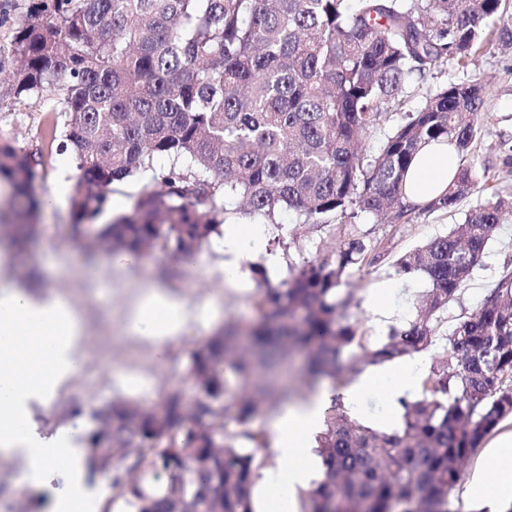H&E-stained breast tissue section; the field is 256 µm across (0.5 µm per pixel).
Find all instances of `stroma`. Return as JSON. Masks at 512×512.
I'll use <instances>...</instances> for the list:
<instances>
[{
  "instance_id": "35a3bbf8",
  "label": "stroma",
  "mask_w": 512,
  "mask_h": 512,
  "mask_svg": "<svg viewBox=\"0 0 512 512\" xmlns=\"http://www.w3.org/2000/svg\"><path fill=\"white\" fill-rule=\"evenodd\" d=\"M32 2L0 0V139L27 152L40 151L45 102L37 97H14L7 89L9 75L18 66L9 51L10 42ZM476 79L487 85L480 131L470 154L478 169V185L455 208L420 212L397 222L361 212L321 228L297 223L294 213L285 212L269 227V252L289 254V262L325 256L352 235L380 252L375 263L350 269L340 286L341 291L353 294L350 317L359 320L371 336H378L379 331L366 312V296L378 282L391 281L397 289L390 323L400 328L412 319L415 299L427 286L420 276L397 271L394 261L399 253L464 223L471 210L491 197H512V47L501 42L487 47L473 66L447 58L410 86L403 112L390 114L381 126L363 136L366 153H377L386 134L401 122L404 111L416 110L427 95L441 87ZM41 153L38 185L44 204L38 214L37 235L26 247L11 252L9 264L0 266V281L35 296L61 294L84 319L80 372L63 388L54 406L33 411L40 428L51 431L70 425L71 405H78L88 420L103 403L146 405L158 401L171 388L188 385L190 354L201 342L219 332L227 320L255 321L257 280L252 266L265 268L270 283L277 285L287 279L289 262L270 268L260 255L252 266L243 267L237 280L225 281L224 237L216 234L187 264L155 251L136 264L115 265L111 252L96 244L93 230L74 231L68 200L51 198L57 180L76 179L71 153L56 149ZM508 269L512 270V216L499 224L483 265L474 270L459 299L449 305V316L475 309ZM151 285L182 298L192 313H212L207 321L193 322L189 334L169 341L161 360L156 358L152 342L125 330L134 304ZM0 512H43L23 486L20 465L14 460L0 459Z\"/></svg>"
}]
</instances>
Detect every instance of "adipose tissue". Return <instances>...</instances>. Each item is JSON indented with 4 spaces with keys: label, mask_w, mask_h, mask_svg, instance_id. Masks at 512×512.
I'll list each match as a JSON object with an SVG mask.
<instances>
[{
    "label": "adipose tissue",
    "mask_w": 512,
    "mask_h": 512,
    "mask_svg": "<svg viewBox=\"0 0 512 512\" xmlns=\"http://www.w3.org/2000/svg\"><path fill=\"white\" fill-rule=\"evenodd\" d=\"M457 168L446 145L425 146L408 172L409 201L422 204L442 193ZM266 236L262 224L225 229L226 280L238 278L243 263L264 247ZM188 322L180 297L152 287L130 313L126 329L153 341L161 358L168 340L184 335ZM84 331L82 317L64 296L34 298L10 284L0 285V455L21 461L25 485L46 496L50 512H91L100 496L86 482L73 429L49 433L31 419L35 407H51L79 372ZM419 389L420 378L411 365L383 363L361 374L343 396L353 407L369 392L382 391L387 412L378 427L390 433L401 422L404 401ZM332 396V388L323 386L271 419L269 445L278 465L260 470L255 480L256 512H298L300 493L321 480L322 463L314 448ZM485 453L486 465L467 484L465 497L483 512H504L512 504V432L498 436Z\"/></svg>",
    "instance_id": "adipose-tissue-1"
}]
</instances>
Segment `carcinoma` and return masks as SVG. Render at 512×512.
Listing matches in <instances>:
<instances>
[{"mask_svg":"<svg viewBox=\"0 0 512 512\" xmlns=\"http://www.w3.org/2000/svg\"><path fill=\"white\" fill-rule=\"evenodd\" d=\"M502 0H35L16 27L10 91L47 101L41 137L72 151L76 225L108 213L113 186L152 174L129 211L97 225L115 254L160 251L190 261L230 207L276 223L333 224L352 206L398 221L453 208L476 184L464 163L485 87L452 83L407 112L368 157L362 134L398 111L414 79L449 56L474 61L484 34L512 36ZM437 143L463 163L444 194L405 195L416 154ZM165 158L168 169L155 175ZM35 155L0 145V179L26 205L8 228L32 234L43 205ZM512 203L490 201L465 222L403 253L400 273L430 288L403 329L378 340L350 320L342 278L369 262L350 237L336 253L289 263L264 288L259 318L229 323L192 352L191 390L150 407L95 411L91 469L107 473L126 512H255L268 456L254 422L291 399L290 358L306 356L307 392L348 384L343 360L369 365L442 344L388 434L352 417L339 397L316 453L325 472L300 512H452L451 495L482 441L512 417V271L441 334L448 305L481 264ZM235 422L237 429L228 430Z\"/></svg>","mask_w":512,"mask_h":512,"instance_id":"obj_1","label":"carcinoma"}]
</instances>
